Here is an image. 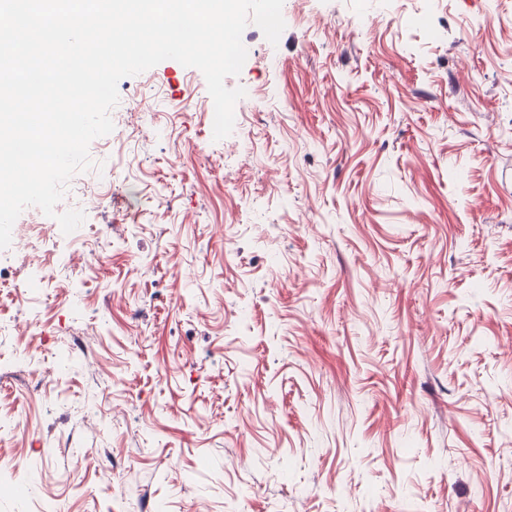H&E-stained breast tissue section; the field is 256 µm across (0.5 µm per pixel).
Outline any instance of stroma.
<instances>
[{"mask_svg": "<svg viewBox=\"0 0 512 512\" xmlns=\"http://www.w3.org/2000/svg\"><path fill=\"white\" fill-rule=\"evenodd\" d=\"M282 15L0 250V512H512V0Z\"/></svg>", "mask_w": 512, "mask_h": 512, "instance_id": "obj_1", "label": "stroma"}]
</instances>
